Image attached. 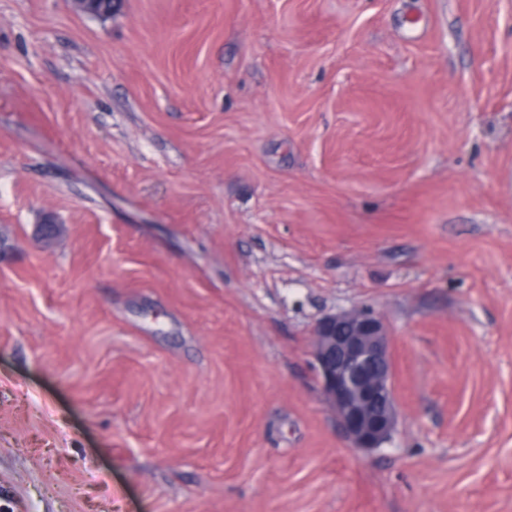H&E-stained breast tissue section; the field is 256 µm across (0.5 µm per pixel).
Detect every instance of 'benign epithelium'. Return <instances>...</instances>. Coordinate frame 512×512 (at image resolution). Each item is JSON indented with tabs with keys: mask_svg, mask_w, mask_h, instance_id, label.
Listing matches in <instances>:
<instances>
[{
	"mask_svg": "<svg viewBox=\"0 0 512 512\" xmlns=\"http://www.w3.org/2000/svg\"><path fill=\"white\" fill-rule=\"evenodd\" d=\"M312 356L321 391L354 448L371 451L396 429L390 339L366 308L327 314L314 325Z\"/></svg>",
	"mask_w": 512,
	"mask_h": 512,
	"instance_id": "7a95c632",
	"label": "benign epithelium"
}]
</instances>
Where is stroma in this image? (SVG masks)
Listing matches in <instances>:
<instances>
[{
	"label": "stroma",
	"mask_w": 512,
	"mask_h": 512,
	"mask_svg": "<svg viewBox=\"0 0 512 512\" xmlns=\"http://www.w3.org/2000/svg\"><path fill=\"white\" fill-rule=\"evenodd\" d=\"M0 512H512V0H0ZM312 356L321 391L353 448L371 451L396 429L390 339L366 308L331 313L314 325Z\"/></svg>",
	"instance_id": "obj_1"
}]
</instances>
